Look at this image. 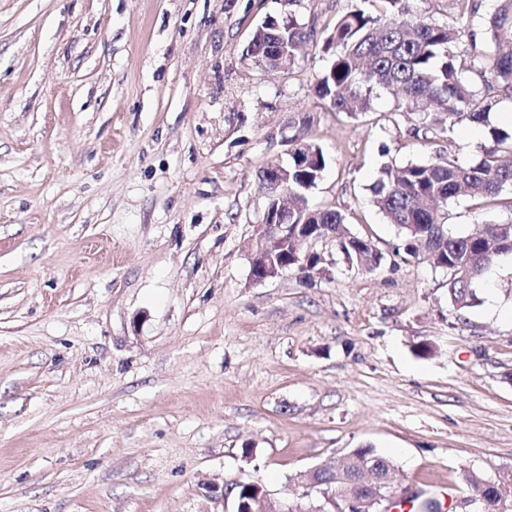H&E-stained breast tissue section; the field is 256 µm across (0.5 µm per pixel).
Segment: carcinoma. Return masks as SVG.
Returning <instances> with one entry per match:
<instances>
[{
    "mask_svg": "<svg viewBox=\"0 0 512 512\" xmlns=\"http://www.w3.org/2000/svg\"><path fill=\"white\" fill-rule=\"evenodd\" d=\"M385 10L374 15L357 6L336 20L325 41L332 52L328 66L317 76L315 92L336 112L356 118L371 109L374 94L393 88L400 95L398 111L420 114L423 127L442 136L463 122L488 124L497 100L491 92L512 94V30L506 27L509 4L498 6L488 17L479 15L470 0H455L461 27H450L410 13L406 0H381ZM469 36L466 50L470 67L480 65L485 92L481 93L463 75L452 45ZM311 32L293 17H266L255 30L246 54L272 68L293 66L299 48ZM489 144L482 159L461 165L439 156L427 163L404 166L385 164L372 184L373 203L402 235L404 252L415 257L424 249L426 259L448 273V303L456 311L475 302V284L495 258L512 253V222L489 221L476 233L457 235L442 221L433 204L448 203L461 194L472 198L497 197L512 191V133L489 128ZM288 239L274 263H288L300 277L320 266L319 256L300 248L301 237L336 232V246L354 266L363 263L369 272L382 265L384 254L373 242L347 232L345 216L338 210L311 209L307 192L326 167L321 148L292 136L288 138ZM345 469L344 495L337 512H349L345 499L360 495L353 475L363 469L381 471L392 461L372 448H356L338 462ZM464 480L485 497L488 479L470 471ZM235 498L248 502L259 493L254 480L238 482Z\"/></svg>",
    "mask_w": 512,
    "mask_h": 512,
    "instance_id": "obj_1",
    "label": "carcinoma"
}]
</instances>
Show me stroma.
I'll return each mask as SVG.
<instances>
[{"mask_svg":"<svg viewBox=\"0 0 512 512\" xmlns=\"http://www.w3.org/2000/svg\"><path fill=\"white\" fill-rule=\"evenodd\" d=\"M355 4L0 0V512H235L219 489L247 478L299 502L297 475L365 447L405 503L512 482V255L454 312L370 190L386 162H477L512 97L441 139L386 91L332 111L314 84ZM281 13L313 37L277 73L246 47ZM292 112L326 157L309 206L370 238L376 271L327 241L331 278L251 282ZM491 220L512 209L445 212L458 235Z\"/></svg>","mask_w":512,"mask_h":512,"instance_id":"1","label":"stroma"}]
</instances>
